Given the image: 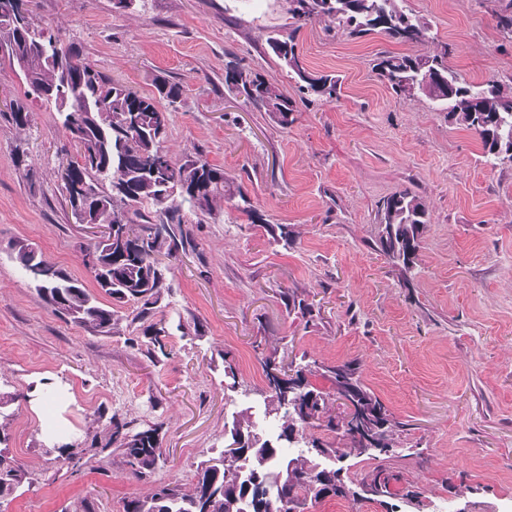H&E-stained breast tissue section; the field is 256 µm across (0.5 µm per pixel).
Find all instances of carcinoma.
<instances>
[{
	"instance_id": "1",
	"label": "carcinoma",
	"mask_w": 512,
	"mask_h": 512,
	"mask_svg": "<svg viewBox=\"0 0 512 512\" xmlns=\"http://www.w3.org/2000/svg\"><path fill=\"white\" fill-rule=\"evenodd\" d=\"M13 0H0V66H13L26 83L28 93L54 105L68 141L80 139L87 161H69L61 176L72 215L83 223L88 212L93 223L112 229L115 240L97 239L84 249L97 292H91L61 267L45 261L38 247L18 240L12 254L22 271L34 282L36 290L53 311L70 317L91 331L109 336L120 321L116 303L140 305L136 319L154 315L168 291L165 268L158 256H175V248L196 251L198 244L183 228L184 210L212 214L215 201L238 198L237 209L253 224L263 221L241 187L229 188L224 169L199 159L174 160L163 146L170 112L160 101L113 83L81 58L75 47L32 22L28 9L11 13ZM287 9L293 25L286 38L271 36L267 44L288 76L295 79L304 93L335 98L339 78L334 74L314 72L304 66L295 51V34L309 22L330 17L337 32L358 39L383 35L397 43H423L430 39V26L423 19L403 10L401 0H292ZM493 12L497 28L512 36V0H498ZM55 46L62 68L49 64L35 44ZM448 45L433 55H408L383 52L373 65L380 81L396 94L409 96L414 86L434 107L448 113L451 123L474 132L480 139L485 163L494 167L512 155L497 150V138L512 136V90H505L494 80L469 84L459 80L448 66ZM225 82L245 100L271 113L277 123L288 127L294 122L296 102L260 74L229 69ZM382 230L379 250L401 270L407 272L419 257L423 233L429 224L425 201L405 188L383 198ZM110 303L100 301L101 296ZM153 348L164 351L168 331L164 320L144 328ZM266 388L265 414L282 420L277 440L292 443L290 434L297 427L317 425L336 429V418L327 408L329 394L316 389L308 376L321 373L332 381L336 399L349 409L344 424L350 449L365 454L358 435L363 428L384 448L392 447L396 422L389 410L361 382L357 368L350 364L323 366L306 364L293 370L289 382L316 393L317 400L305 404L297 395H284L273 386L271 371L279 369L270 358L263 361ZM110 444L122 450L131 474L143 477L153 472L161 458L158 428L132 432L127 424L113 423ZM322 449L334 459L337 449L317 438L303 442L292 454L280 448H268L252 438L251 446L237 450L224 448L197 468L195 483L185 493L177 485H162L149 498L125 502L124 512H267L262 495L273 479L281 478L288 486L285 512H303L307 497L346 496L343 485L336 483L338 470L332 468L327 482L317 480L319 467L313 456ZM6 449L0 447V497L12 492L23 480V473L7 463ZM369 495L387 493L389 478L381 469L363 479Z\"/></svg>"
}]
</instances>
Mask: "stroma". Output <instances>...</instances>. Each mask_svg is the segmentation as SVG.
<instances>
[{"mask_svg":"<svg viewBox=\"0 0 512 512\" xmlns=\"http://www.w3.org/2000/svg\"><path fill=\"white\" fill-rule=\"evenodd\" d=\"M403 5L429 23V42L353 40L329 18L294 34L306 68L339 77L331 100L301 93L266 44L290 33L284 0H32L34 23L112 82L151 96L160 82L179 84L166 150L222 167L264 221L223 200L213 215L190 216L198 250L165 260V354L149 355L142 322L100 336L59 317L11 245L37 244L91 289L82 248L96 228L76 223L64 200L58 112L0 73V393L11 396L0 430L26 474L0 512H78L85 501L123 512L158 485L189 490L198 465L226 446L233 414L262 415L267 357L355 364L397 423L391 451L374 458L350 452L342 431L306 429L339 448L348 494L305 512H512V162L486 165L473 133L423 96H396L372 70L380 53L446 44L462 80L512 87V37L496 27L495 0ZM230 66L295 100L294 123L281 127L228 87ZM15 103L27 126L12 123ZM403 188L429 209L407 273L376 247L380 203ZM276 224L292 242L272 236ZM292 293L313 304L312 318L288 312ZM42 380L62 393L80 471L60 466L31 408ZM116 419L136 431L158 425L163 460L151 476H133L109 447ZM379 468L392 475L389 494L363 499L362 480Z\"/></svg>","mask_w":512,"mask_h":512,"instance_id":"35a3bbf8","label":"stroma"}]
</instances>
